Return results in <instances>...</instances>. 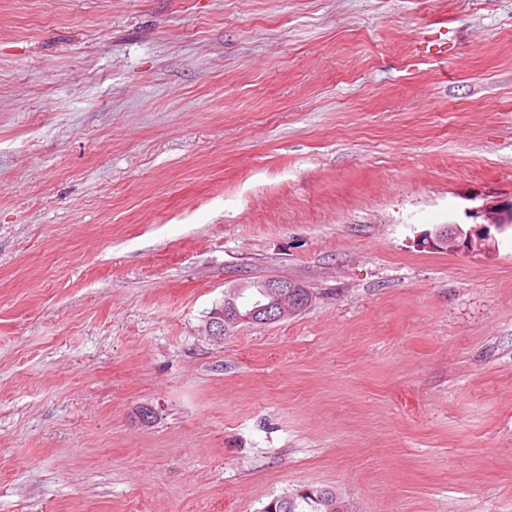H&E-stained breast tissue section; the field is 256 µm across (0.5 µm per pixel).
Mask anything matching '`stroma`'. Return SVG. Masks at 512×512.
<instances>
[{
  "instance_id": "stroma-1",
  "label": "stroma",
  "mask_w": 512,
  "mask_h": 512,
  "mask_svg": "<svg viewBox=\"0 0 512 512\" xmlns=\"http://www.w3.org/2000/svg\"><path fill=\"white\" fill-rule=\"evenodd\" d=\"M511 197L512 0H0V512H512ZM510 206H512V199L499 203L487 202L478 207L467 208L466 213L469 217L475 220L480 218L482 222H476L475 226L466 231V235H463V230L457 224H450L447 228L439 229L435 234L436 245L451 251L458 249L467 252L486 250L490 247V241H494L491 228L493 227L497 232L503 230L507 225L501 222V218L504 216L509 224L512 223L511 213L507 214ZM257 283L253 285L258 293ZM288 288H290L288 290ZM259 293L262 297L260 303L256 299L241 302V291L224 297V305L213 312L206 324V331L210 336L223 339L224 324L233 323V320H242L243 317L256 323H272L282 320L286 317L297 315L311 301L312 294L304 286L294 283L288 284L279 281H269L262 283ZM247 310L248 317L242 316L241 311ZM294 497H280L276 499L274 512H349L345 502L339 500L335 494L326 489L313 491ZM336 505L339 507L336 508Z\"/></svg>"
}]
</instances>
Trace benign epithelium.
Masks as SVG:
<instances>
[{"mask_svg":"<svg viewBox=\"0 0 512 512\" xmlns=\"http://www.w3.org/2000/svg\"><path fill=\"white\" fill-rule=\"evenodd\" d=\"M512 200L484 203L469 208L466 213L473 219H481L475 226L464 231L456 224L440 229L435 234L436 245L447 250L482 251L490 247L494 240L491 230L501 231L504 224L501 218L506 216ZM259 293L262 299L241 301V291L224 298L223 307L215 310L206 324V331L216 338H224V324L243 319L241 311L248 312V319L256 323H272L301 312L311 301L312 294L304 286L294 283L269 281L261 285Z\"/></svg>","mask_w":512,"mask_h":512,"instance_id":"benign-epithelium-1","label":"benign epithelium"}]
</instances>
